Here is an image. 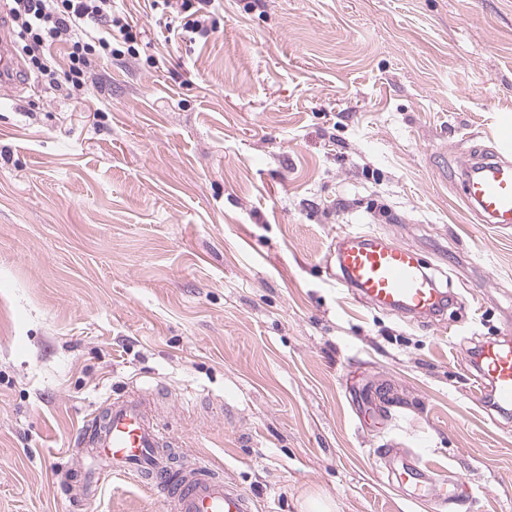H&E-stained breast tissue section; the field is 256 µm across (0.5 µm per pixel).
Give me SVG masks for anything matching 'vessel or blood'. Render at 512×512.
<instances>
[{"mask_svg": "<svg viewBox=\"0 0 512 512\" xmlns=\"http://www.w3.org/2000/svg\"><path fill=\"white\" fill-rule=\"evenodd\" d=\"M8 29V20L0 13V99L12 96L22 77ZM460 167L463 195L485 221L512 224V127L501 130L493 154L467 153ZM333 254L340 270L339 287L372 307L432 319L445 308V292L409 247L358 230L339 234ZM481 360L475 398L488 396L496 407H511L512 347L487 344ZM75 446L84 450L94 469L87 472L86 484L71 490L74 504H81L107 476L120 473L146 482L164 498L168 512H254L252 498L223 472L198 465L176 473L172 437L137 394L112 399L104 410L90 414ZM381 460L390 483L414 487L417 500L445 505L454 500L458 481L436 478L421 455L400 459L388 453Z\"/></svg>", "mask_w": 512, "mask_h": 512, "instance_id": "b4317fda", "label": "vessel or blood"}]
</instances>
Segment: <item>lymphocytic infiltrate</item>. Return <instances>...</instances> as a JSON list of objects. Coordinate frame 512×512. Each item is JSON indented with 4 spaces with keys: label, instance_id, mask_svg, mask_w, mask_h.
Listing matches in <instances>:
<instances>
[{
    "label": "lymphocytic infiltrate",
    "instance_id": "1",
    "mask_svg": "<svg viewBox=\"0 0 512 512\" xmlns=\"http://www.w3.org/2000/svg\"><path fill=\"white\" fill-rule=\"evenodd\" d=\"M13 20L33 66L47 78L63 74L73 88L86 85L96 61L114 55V41L135 42L131 27L113 14L112 0H14ZM64 53L62 72L46 62L51 46Z\"/></svg>",
    "mask_w": 512,
    "mask_h": 512
}]
</instances>
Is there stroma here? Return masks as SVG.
<instances>
[{
    "instance_id": "1",
    "label": "stroma",
    "mask_w": 512,
    "mask_h": 512,
    "mask_svg": "<svg viewBox=\"0 0 512 512\" xmlns=\"http://www.w3.org/2000/svg\"><path fill=\"white\" fill-rule=\"evenodd\" d=\"M116 8L134 54L0 102V512H71L77 431L133 391L255 512H424L377 448L455 473L446 512H512L471 358L512 341V225L459 167L512 119V0H215L204 35ZM354 224L418 252L441 324L337 288ZM86 512L167 509L112 475Z\"/></svg>"
}]
</instances>
